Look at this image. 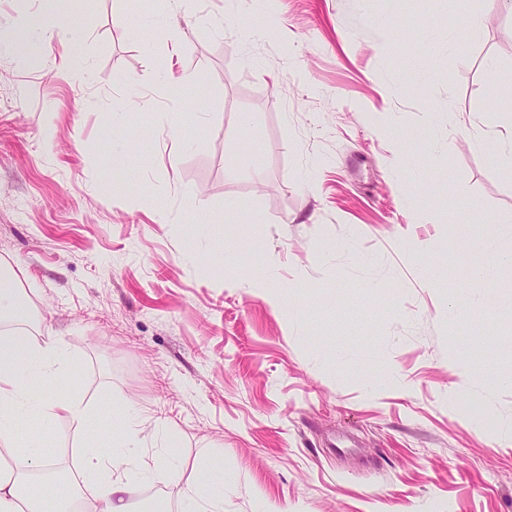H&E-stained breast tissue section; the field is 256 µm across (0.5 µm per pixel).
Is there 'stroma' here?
<instances>
[{
	"mask_svg": "<svg viewBox=\"0 0 512 512\" xmlns=\"http://www.w3.org/2000/svg\"><path fill=\"white\" fill-rule=\"evenodd\" d=\"M40 13L0 0V267L95 421L20 432L71 473L145 409L168 512L209 460L224 512H512V310L448 315L512 294L468 248L512 216V0H78L21 46ZM484 146H491L493 154L501 165L512 169V132L507 135L494 134Z\"/></svg>",
	"mask_w": 512,
	"mask_h": 512,
	"instance_id": "1",
	"label": "stroma"
}]
</instances>
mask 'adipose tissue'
<instances>
[{"label": "adipose tissue", "mask_w": 512, "mask_h": 512, "mask_svg": "<svg viewBox=\"0 0 512 512\" xmlns=\"http://www.w3.org/2000/svg\"><path fill=\"white\" fill-rule=\"evenodd\" d=\"M25 312L19 301L15 272H0V512H73V488L56 481V463L45 455L37 439L20 441L19 421L27 416L45 420L66 417L76 426L89 424L90 416L78 401L53 400L37 394L34 384L49 383L64 373L67 363L53 337L35 341L24 327ZM146 427L130 416L124 435L108 446L85 443L79 454L82 480L97 485L101 512H134L139 486L151 473L134 449L145 440ZM35 471L42 479L37 487L22 485L19 476ZM213 468L201 469L192 489L184 495V512H224V490L212 480Z\"/></svg>", "instance_id": "obj_1"}]
</instances>
